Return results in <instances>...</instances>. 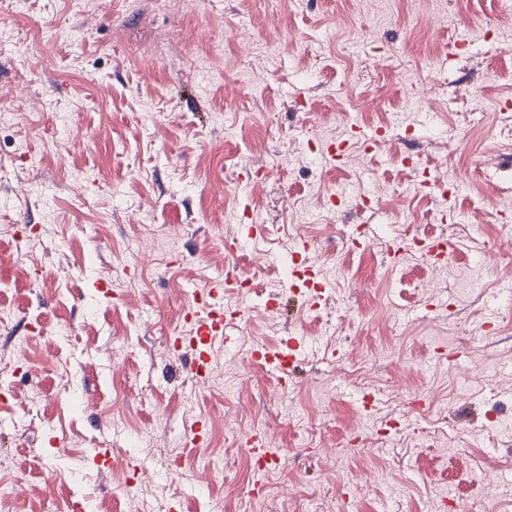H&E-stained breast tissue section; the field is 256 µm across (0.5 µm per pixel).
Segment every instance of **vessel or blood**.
I'll return each mask as SVG.
<instances>
[{"instance_id": "1", "label": "vessel or blood", "mask_w": 512, "mask_h": 512, "mask_svg": "<svg viewBox=\"0 0 512 512\" xmlns=\"http://www.w3.org/2000/svg\"><path fill=\"white\" fill-rule=\"evenodd\" d=\"M374 134L364 127L352 126L347 140L331 142L320 151V157L329 167L341 165L352 145L365 147L376 145ZM243 237H235L225 244L229 252L241 249L244 239L253 238L262 231L251 211H244ZM311 249L308 240H297L291 252L294 269L286 283L291 293L303 295L309 306L321 304L330 288L329 281L321 270L312 265L302 264L301 259ZM448 245L443 241H414L408 244L393 242L389 255L395 264H402L413 255H422L429 263L444 264L448 261ZM250 315L245 306L229 307L224 303V283L213 280L201 288H193L189 293V305L185 321L188 331L180 336L173 348L178 352H187L192 357L191 371L199 380H207L211 372L212 353L216 344L228 342L230 328L241 325ZM304 349L301 339L291 338L274 347L260 346L251 353V358L267 372L275 375L284 383L291 382L293 369L299 362ZM248 453L256 464L257 476H265L272 465L278 464L282 457L280 449L271 447L268 439L260 434H252L247 440Z\"/></svg>"}]
</instances>
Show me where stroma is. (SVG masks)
<instances>
[{
	"label": "stroma",
	"instance_id": "1",
	"mask_svg": "<svg viewBox=\"0 0 512 512\" xmlns=\"http://www.w3.org/2000/svg\"><path fill=\"white\" fill-rule=\"evenodd\" d=\"M0 87L15 115L0 134V306L14 313L0 356L32 383L0 403L12 512H139L142 483L149 512H309L316 497L335 512L337 487L357 490L359 512H442L476 494L484 512H512V465L493 462L512 458V421H490L512 403V301L497 299L512 279V0H0ZM354 124L384 131L376 149L333 169L303 148ZM246 165L267 178L241 182ZM418 166L453 176L452 219L438 189L414 190ZM339 188L347 202L330 209ZM246 207L265 233L232 255ZM361 225L369 238L349 250ZM442 231L447 266L391 263L395 240ZM301 238L335 286L317 309L287 293L267 310ZM231 264L256 275L252 311L199 385L169 338L189 289ZM431 296L446 316H424ZM291 336L309 346L284 390L250 351ZM350 343L362 360L332 358ZM439 344L460 351L454 365ZM368 388L373 416L357 403ZM420 393L431 411L413 410ZM389 417L406 430L349 445ZM199 418L209 442L184 453ZM256 428L287 451L262 501L224 477Z\"/></svg>",
	"mask_w": 512,
	"mask_h": 512
}]
</instances>
